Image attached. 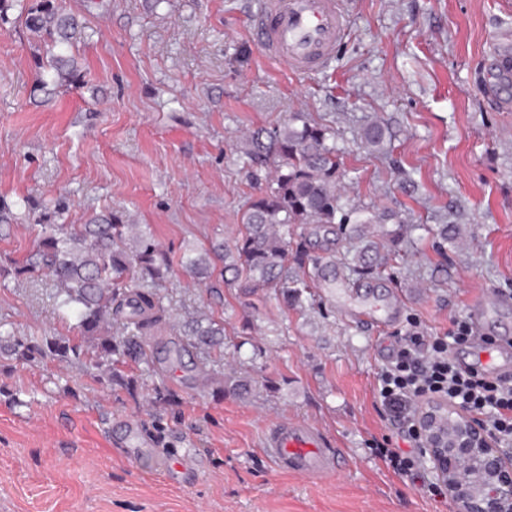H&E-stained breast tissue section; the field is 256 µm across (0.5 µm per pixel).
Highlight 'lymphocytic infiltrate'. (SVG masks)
<instances>
[{"mask_svg":"<svg viewBox=\"0 0 512 512\" xmlns=\"http://www.w3.org/2000/svg\"><path fill=\"white\" fill-rule=\"evenodd\" d=\"M472 340L464 319L453 320L442 336L425 335L412 325L378 379V399L391 421L406 424L423 403L446 399L482 423L497 442H512V375L490 378L475 369L460 370L452 360L453 350ZM377 454L395 475L417 481L423 497L447 500V489L424 476L421 449L381 448Z\"/></svg>","mask_w":512,"mask_h":512,"instance_id":"lymphocytic-infiltrate-1","label":"lymphocytic infiltrate"}]
</instances>
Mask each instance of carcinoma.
I'll return each mask as SVG.
<instances>
[{
	"label": "carcinoma",
	"mask_w": 512,
	"mask_h": 512,
	"mask_svg": "<svg viewBox=\"0 0 512 512\" xmlns=\"http://www.w3.org/2000/svg\"><path fill=\"white\" fill-rule=\"evenodd\" d=\"M28 29L41 36L67 42L74 20L55 12L49 0L29 10ZM370 148L384 140L379 125L367 127L362 135ZM242 155L259 186L260 195L250 201L242 217L234 248L224 242L183 253L181 264L201 283L212 279L216 264L224 266L228 281L245 296L272 290L285 307L309 303L310 282L321 281L336 271V265L310 254L301 243L300 226L312 225L325 233L340 231L349 239H362L373 231L382 240L394 242L401 230L388 224H402L391 210L350 206L343 200V177L331 128L292 112L288 121L246 136ZM309 264L312 281L292 273L293 265ZM359 276H370L381 268L379 244L359 248L348 262ZM172 259L154 235L129 224L115 212L97 216L86 224H42L34 250L3 275L26 277L45 271L56 287L57 305L76 315L82 338L91 343L100 365L112 370V380L130 388L133 381L116 372L128 361L141 362L145 353L140 338L152 333L165 309L154 289L171 275ZM122 326L118 335L107 327ZM187 343L168 351V358L183 364L184 357L200 354L204 364L216 363L213 352L224 346V321L202 312L180 328ZM80 345L68 337L41 342L18 340L11 349L19 361L51 356L67 361L79 354Z\"/></svg>",
	"instance_id": "obj_1"
}]
</instances>
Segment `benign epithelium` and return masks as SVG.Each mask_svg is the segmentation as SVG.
<instances>
[{
	"label": "benign epithelium",
	"mask_w": 512,
	"mask_h": 512,
	"mask_svg": "<svg viewBox=\"0 0 512 512\" xmlns=\"http://www.w3.org/2000/svg\"><path fill=\"white\" fill-rule=\"evenodd\" d=\"M422 451L456 512H512V451L476 421L438 400L416 419Z\"/></svg>",
	"instance_id": "obj_1"
}]
</instances>
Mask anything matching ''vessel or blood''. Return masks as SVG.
<instances>
[{"instance_id": "1", "label": "vessel or blood", "mask_w": 512, "mask_h": 512, "mask_svg": "<svg viewBox=\"0 0 512 512\" xmlns=\"http://www.w3.org/2000/svg\"><path fill=\"white\" fill-rule=\"evenodd\" d=\"M346 0H261L252 16L251 31L269 58L297 73H319L330 67L337 47L348 34ZM481 366L498 372L512 367V349L500 345ZM262 449L276 470L299 477L333 475L343 457L327 445L316 426L280 421L264 434Z\"/></svg>"}]
</instances>
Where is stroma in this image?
Returning <instances> with one entry per match:
<instances>
[{
  "label": "stroma",
  "instance_id": "1",
  "mask_svg": "<svg viewBox=\"0 0 512 512\" xmlns=\"http://www.w3.org/2000/svg\"><path fill=\"white\" fill-rule=\"evenodd\" d=\"M36 2L0 5V197L16 216L0 233V265L32 251L40 211L57 200L69 224L125 212L175 262L153 344L212 311L224 319L225 382L248 378L252 389L220 393L205 375L152 376L130 362L126 390L87 348L66 362L0 355V512H437L374 453L409 446L376 389L412 321L445 334L480 290L508 301L485 336H512V109L497 101L512 52L490 41L512 34V0H346L347 38L317 74L258 47L260 0H53L77 25L59 73L25 25ZM293 112L335 131L344 199L392 209L405 225L366 282L400 297L392 324L364 327L330 304L287 308L227 284L216 298L178 263L187 247L234 245L259 193L243 138ZM375 122L380 150L361 140ZM444 224L454 239L439 238ZM54 293L41 272L0 276V326L20 339L77 336ZM159 388L173 400H156ZM287 419L344 449L333 477L273 468L261 439ZM127 420L146 449L134 460L114 430ZM186 455L170 486L159 459Z\"/></svg>",
  "mask_w": 512,
  "mask_h": 512
}]
</instances>
